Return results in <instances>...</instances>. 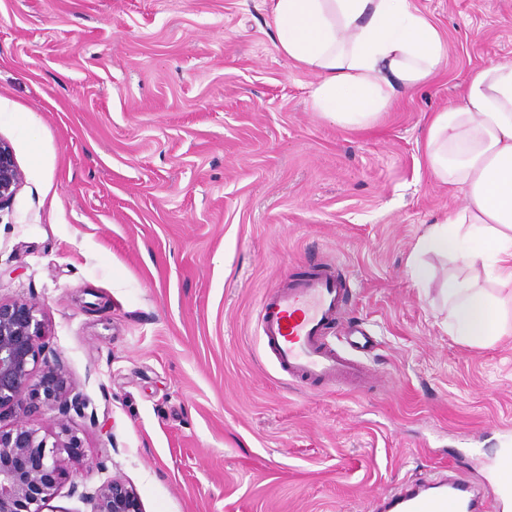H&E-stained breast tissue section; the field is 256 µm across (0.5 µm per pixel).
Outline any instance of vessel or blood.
I'll use <instances>...</instances> for the list:
<instances>
[{"instance_id":"vessel-or-blood-1","label":"vessel or blood","mask_w":512,"mask_h":512,"mask_svg":"<svg viewBox=\"0 0 512 512\" xmlns=\"http://www.w3.org/2000/svg\"><path fill=\"white\" fill-rule=\"evenodd\" d=\"M349 283L334 265L292 279L266 294L260 305L264 347L289 377L317 382L327 388L366 386L371 375L349 351L329 343L336 331L350 348L367 341L365 329L342 320ZM499 479L483 490L465 478L441 472L424 482L394 488L377 512H512V452L495 464Z\"/></svg>"}]
</instances>
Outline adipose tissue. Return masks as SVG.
Here are the masks:
<instances>
[{"mask_svg":"<svg viewBox=\"0 0 512 512\" xmlns=\"http://www.w3.org/2000/svg\"><path fill=\"white\" fill-rule=\"evenodd\" d=\"M278 50L316 73L313 111L342 126L364 127L396 94L425 85L447 57L446 43L412 0H269ZM433 176L458 187L466 204L454 217L427 225L408 267L415 282L433 274L428 253L452 257L470 272L445 282L451 335L492 344L512 330V295L478 281L493 270L512 285V64L472 71L459 98L436 112L425 134Z\"/></svg>","mask_w":512,"mask_h":512,"instance_id":"ef3b65f1","label":"adipose tissue"}]
</instances>
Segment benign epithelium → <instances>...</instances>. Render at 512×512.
Wrapping results in <instances>:
<instances>
[{"label":"benign epithelium","mask_w":512,"mask_h":512,"mask_svg":"<svg viewBox=\"0 0 512 512\" xmlns=\"http://www.w3.org/2000/svg\"><path fill=\"white\" fill-rule=\"evenodd\" d=\"M22 183L13 151L0 139V207ZM38 313L32 303L0 299V416L7 412L15 418L12 428L0 429V512H45L64 476L61 453L81 451V440L68 417L72 411L84 415L86 401L71 395L70 378L63 368H38L44 336ZM34 405L58 412L59 432L51 443L24 422ZM71 494L89 504L91 512H144L136 491L120 476L97 487L73 481Z\"/></svg>","instance_id":"benign-epithelium-1"}]
</instances>
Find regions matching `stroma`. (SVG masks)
Returning <instances> with one entry per match:
<instances>
[{
	"label": "stroma",
	"instance_id": "obj_1",
	"mask_svg": "<svg viewBox=\"0 0 512 512\" xmlns=\"http://www.w3.org/2000/svg\"><path fill=\"white\" fill-rule=\"evenodd\" d=\"M448 56L366 127L313 112L266 0H0V299L36 304L40 366L88 402L63 456L145 512H366L402 483L480 482L512 452V335L466 345L406 265L465 205L425 129L471 71L512 63V0H412ZM337 265L377 341L372 387L318 391L258 336L264 295ZM23 173L16 163L10 145L0 139V210L18 192Z\"/></svg>",
	"mask_w": 512,
	"mask_h": 512
}]
</instances>
